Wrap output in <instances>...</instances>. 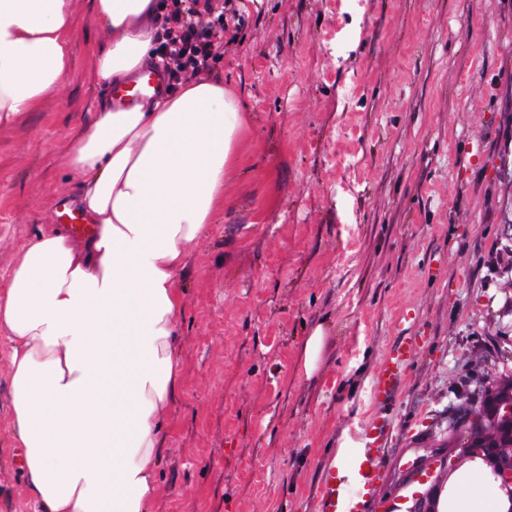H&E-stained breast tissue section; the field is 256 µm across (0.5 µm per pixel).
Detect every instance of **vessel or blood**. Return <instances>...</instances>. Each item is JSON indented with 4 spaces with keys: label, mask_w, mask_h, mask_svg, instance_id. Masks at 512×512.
<instances>
[{
    "label": "vessel or blood",
    "mask_w": 512,
    "mask_h": 512,
    "mask_svg": "<svg viewBox=\"0 0 512 512\" xmlns=\"http://www.w3.org/2000/svg\"><path fill=\"white\" fill-rule=\"evenodd\" d=\"M166 86L162 71L147 70L141 80L134 85L133 94L114 92L113 98L122 103L128 100L144 102L155 99ZM418 349L417 342L409 341L396 347L383 362L374 382L373 396L386 402L391 400ZM386 421H373L367 430L363 445L351 453L349 465L342 471H329L325 474L321 489L320 512H365V505L372 501L385 474V461L380 448L386 437ZM360 489V498H353L347 492L348 485Z\"/></svg>",
    "instance_id": "vessel-or-blood-1"
}]
</instances>
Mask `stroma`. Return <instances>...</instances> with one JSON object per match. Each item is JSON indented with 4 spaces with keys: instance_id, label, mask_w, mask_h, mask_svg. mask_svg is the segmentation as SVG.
<instances>
[{
    "instance_id": "35a3bbf8",
    "label": "stroma",
    "mask_w": 512,
    "mask_h": 512,
    "mask_svg": "<svg viewBox=\"0 0 512 512\" xmlns=\"http://www.w3.org/2000/svg\"><path fill=\"white\" fill-rule=\"evenodd\" d=\"M212 77L248 119L224 203L178 277L186 365L162 427L156 512H317L322 478L377 416L393 422L386 500L418 438L448 430L512 375V0H235ZM74 66L53 99L0 129V288L26 242L58 225L75 179L58 158L109 86L85 46L106 30L77 3ZM482 147L475 159L473 144ZM325 343L306 375L303 347ZM419 348L389 403V352ZM0 334V512H35L11 426ZM449 512L497 501L459 468ZM324 348V334L321 327H317L311 333L304 344L303 367L306 375H312L318 368Z\"/></svg>"
}]
</instances>
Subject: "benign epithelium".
I'll list each match as a JSON object with an SVG mask.
<instances>
[{
    "label": "benign epithelium",
    "instance_id": "1",
    "mask_svg": "<svg viewBox=\"0 0 512 512\" xmlns=\"http://www.w3.org/2000/svg\"><path fill=\"white\" fill-rule=\"evenodd\" d=\"M467 421L471 447L456 453L433 448L430 458L415 468L414 481L424 490L415 492L409 512H444L439 507L444 482L462 456L483 461L509 503L506 512H512V380L505 376L493 379L481 413Z\"/></svg>",
    "mask_w": 512,
    "mask_h": 512
}]
</instances>
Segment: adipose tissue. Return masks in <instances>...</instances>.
Here are the masks:
<instances>
[{"instance_id": "adipose-tissue-1", "label": "adipose tissue", "mask_w": 512, "mask_h": 512, "mask_svg": "<svg viewBox=\"0 0 512 512\" xmlns=\"http://www.w3.org/2000/svg\"><path fill=\"white\" fill-rule=\"evenodd\" d=\"M88 8L110 34L88 46L89 75L125 84L153 59L156 0ZM76 20L75 0H0V129L69 75ZM245 128L223 81L198 78L148 106L104 103L60 155L97 230L41 232L0 289L11 424L41 512H153L183 373L177 276L224 201Z\"/></svg>"}]
</instances>
